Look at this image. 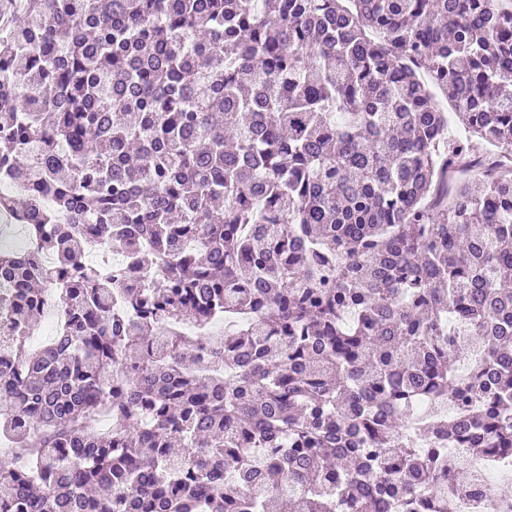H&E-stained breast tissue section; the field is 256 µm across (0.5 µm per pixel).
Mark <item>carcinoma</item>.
Wrapping results in <instances>:
<instances>
[{"instance_id":"cac0c4a2","label":"carcinoma","mask_w":512,"mask_h":512,"mask_svg":"<svg viewBox=\"0 0 512 512\" xmlns=\"http://www.w3.org/2000/svg\"><path fill=\"white\" fill-rule=\"evenodd\" d=\"M1 212L0 512H454L444 442L512 458V0H0ZM109 253L112 257V271L120 270L124 275L123 284L127 288H143L146 282V275L138 269H133L130 263L124 262L120 254L107 246L104 240L100 243H92L89 248V253L94 254L98 252Z\"/></svg>"}]
</instances>
